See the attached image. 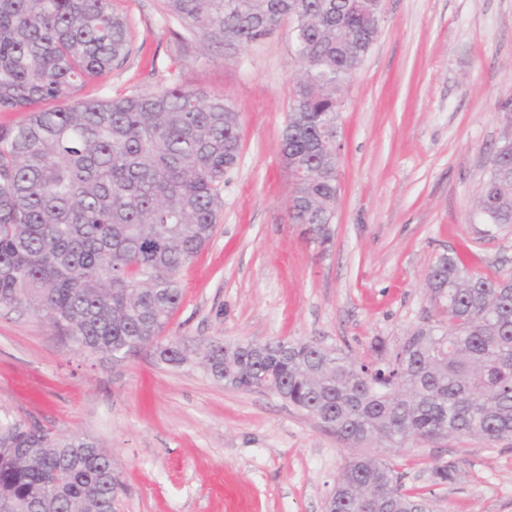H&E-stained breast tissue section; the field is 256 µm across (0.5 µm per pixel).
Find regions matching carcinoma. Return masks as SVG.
<instances>
[{
	"label": "carcinoma",
	"instance_id": "carcinoma-1",
	"mask_svg": "<svg viewBox=\"0 0 512 512\" xmlns=\"http://www.w3.org/2000/svg\"><path fill=\"white\" fill-rule=\"evenodd\" d=\"M206 44L247 46L294 18L302 65L282 131L292 224L330 241L336 213V89L379 32L381 0H164ZM133 50L112 0H0V308H26L78 349L123 361L151 347L226 388L260 383L344 441L405 447L440 435L512 438V276L469 273L444 254L426 274L448 325L418 327L358 362L316 340H188L164 329L178 274L213 236L241 156L230 96L182 85L80 100ZM512 224V141L491 157L479 198ZM120 473L85 433L57 435L0 415V512H115ZM328 512H435L393 464L346 461Z\"/></svg>",
	"mask_w": 512,
	"mask_h": 512
}]
</instances>
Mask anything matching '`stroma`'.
Listing matches in <instances>:
<instances>
[{
  "label": "stroma",
  "instance_id": "1",
  "mask_svg": "<svg viewBox=\"0 0 512 512\" xmlns=\"http://www.w3.org/2000/svg\"><path fill=\"white\" fill-rule=\"evenodd\" d=\"M164 0H112L134 49L87 85L107 100L177 83L229 94L242 153L209 245L179 273L165 333L188 339L318 340L361 362L440 320L429 267L460 253L470 272L512 271V226L477 201L512 135V0H382L379 35L340 96L336 217L326 245L288 221L281 133L300 65L288 25L247 47L203 48L166 21ZM0 413L112 453L116 512H326L345 461H391L437 512H512V438L439 436L353 446L266 391L224 388L152 349L119 362L82 352L26 309H0ZM453 464L437 486L432 470Z\"/></svg>",
  "mask_w": 512,
  "mask_h": 512
}]
</instances>
